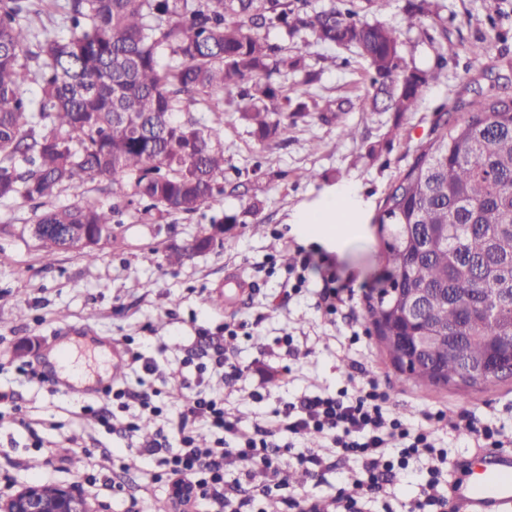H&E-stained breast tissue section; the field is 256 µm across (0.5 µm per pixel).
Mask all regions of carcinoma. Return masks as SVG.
I'll return each mask as SVG.
<instances>
[{
    "label": "carcinoma",
    "instance_id": "1",
    "mask_svg": "<svg viewBox=\"0 0 512 512\" xmlns=\"http://www.w3.org/2000/svg\"><path fill=\"white\" fill-rule=\"evenodd\" d=\"M355 0H0V201L45 205L70 190L77 201L36 216L42 258L79 248L86 235L112 241L114 216L136 201L165 219L224 197V132L190 108L237 91L258 141H288L308 105L274 76L306 69L305 57L267 42L264 31L311 33L353 48L368 65L374 109L412 111L439 79L409 67L397 30L359 18ZM112 180V209L85 185ZM373 223L384 244L385 282L368 316L393 366L423 386L481 388L498 379L495 358L512 336V94L481 93L443 111L431 137L399 175ZM208 248L202 236L173 246L180 265ZM480 304L490 315H467ZM434 337L414 359L402 337Z\"/></svg>",
    "mask_w": 512,
    "mask_h": 512
}]
</instances>
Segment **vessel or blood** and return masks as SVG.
<instances>
[{
	"label": "vessel or blood",
	"instance_id": "b4317fda",
	"mask_svg": "<svg viewBox=\"0 0 512 512\" xmlns=\"http://www.w3.org/2000/svg\"><path fill=\"white\" fill-rule=\"evenodd\" d=\"M453 512H512V452L481 450L450 483Z\"/></svg>",
	"mask_w": 512,
	"mask_h": 512
}]
</instances>
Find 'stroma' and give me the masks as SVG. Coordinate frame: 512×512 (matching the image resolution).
Masks as SVG:
<instances>
[{
	"label": "stroma",
	"mask_w": 512,
	"mask_h": 512,
	"mask_svg": "<svg viewBox=\"0 0 512 512\" xmlns=\"http://www.w3.org/2000/svg\"><path fill=\"white\" fill-rule=\"evenodd\" d=\"M355 2L361 19L399 29L400 52L409 65L432 69L442 36L455 43V56L412 112L399 118L372 110L367 64L355 50L273 28L268 41L305 54L317 75L313 92L319 101L343 105L342 123L357 128L356 139L340 137L336 125L313 112L298 120L286 143L267 147L250 134L234 104L219 98L221 204L164 220L125 209L112 227V243L93 261L65 251L45 262L34 243L20 236L34 218L35 203H0V499L25 484L51 483L74 488L93 512H156L170 502L164 482L146 475L124 440L83 414L92 397L46 382L53 370L48 357L67 325L116 343L130 356L140 354L139 362L126 364V387L151 394L158 405H176L188 387L223 396L227 412L249 435L256 422L287 403L349 387L359 368L388 392L391 412L412 427L428 426L429 416L440 415L438 436L449 464L476 447L455 431L460 415L512 436V380L467 391L417 386L393 368L367 314V297L385 270L373 222L379 205L442 110L512 81V0H427V14L415 17L407 14L410 0H386L380 8ZM494 32L499 38L488 53L473 56L471 44ZM305 170L314 171L315 179H301ZM344 185L356 191L365 220L361 233L336 251L303 235L292 218L306 203ZM254 204L260 208L256 216L249 211ZM226 215L238 221L228 225L223 244L183 265L168 264L170 245L208 233ZM258 218L259 234L252 230ZM301 251L313 254L323 269L336 273L339 287L350 290L336 314L319 305V276L294 289ZM228 323L237 324L235 337L225 335ZM222 350L244 365H271L279 384L262 389L253 379L225 381L215 370ZM255 390L261 400L252 399ZM361 475L357 462L344 460L291 489L326 497ZM424 476V462L410 461L392 478L387 495L367 502L364 512H406Z\"/></svg>",
	"instance_id": "1"
}]
</instances>
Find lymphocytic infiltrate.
<instances>
[{
	"label": "lymphocytic infiltrate",
	"instance_id": "f902f5d3",
	"mask_svg": "<svg viewBox=\"0 0 512 512\" xmlns=\"http://www.w3.org/2000/svg\"><path fill=\"white\" fill-rule=\"evenodd\" d=\"M388 400L375 379L363 376L353 392L306 395L288 403L241 442L223 398L191 389L182 394L176 417L157 428L152 440L138 441L134 419L122 424L119 433L144 465L163 466L170 487H193L192 497L175 499L176 512H196L204 500L218 512H250L258 499L264 502L261 512H359L362 501L386 492L394 468L421 457L428 462L427 480L422 498L412 501L408 512H426L430 506L446 512L448 500L438 492L445 453L436 445L435 428H413L388 416ZM203 429L216 432V439H199ZM289 451L296 465L310 473L334 467L339 459H358L366 477L350 488H338L326 501L307 492L282 496L291 484L290 472L281 464ZM241 457L252 458L255 469L227 484L225 472Z\"/></svg>",
	"mask_w": 512,
	"mask_h": 512
}]
</instances>
